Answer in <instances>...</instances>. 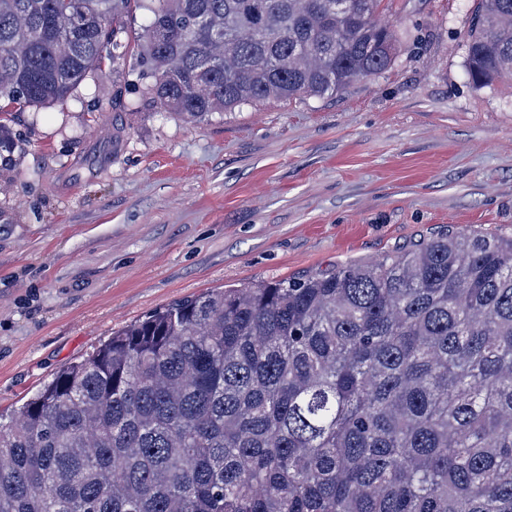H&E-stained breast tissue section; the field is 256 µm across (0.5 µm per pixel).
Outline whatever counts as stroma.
Instances as JSON below:
<instances>
[{
  "mask_svg": "<svg viewBox=\"0 0 512 512\" xmlns=\"http://www.w3.org/2000/svg\"><path fill=\"white\" fill-rule=\"evenodd\" d=\"M473 0H380L383 73L196 120L119 73L15 115L0 169V414L156 308L364 265L446 234L512 235V80L465 67Z\"/></svg>",
  "mask_w": 512,
  "mask_h": 512,
  "instance_id": "stroma-1",
  "label": "stroma"
}]
</instances>
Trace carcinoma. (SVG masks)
Returning <instances> with one entry per match:
<instances>
[{
  "label": "carcinoma",
  "mask_w": 512,
  "mask_h": 512,
  "mask_svg": "<svg viewBox=\"0 0 512 512\" xmlns=\"http://www.w3.org/2000/svg\"><path fill=\"white\" fill-rule=\"evenodd\" d=\"M134 7L146 93L193 118L395 61L377 0H0V167L12 113L123 65ZM465 47L512 78V0H473ZM0 512H512V236L155 310L0 423Z\"/></svg>",
  "instance_id": "carcinoma-1"
}]
</instances>
